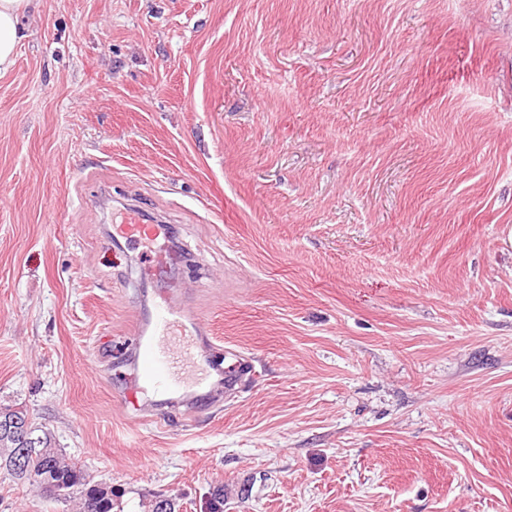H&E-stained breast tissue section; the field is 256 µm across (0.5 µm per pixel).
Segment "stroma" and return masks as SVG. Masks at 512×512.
I'll return each instance as SVG.
<instances>
[{"instance_id": "obj_1", "label": "stroma", "mask_w": 512, "mask_h": 512, "mask_svg": "<svg viewBox=\"0 0 512 512\" xmlns=\"http://www.w3.org/2000/svg\"><path fill=\"white\" fill-rule=\"evenodd\" d=\"M165 296L212 395L132 405ZM0 406L112 512H512V0H40L0 77ZM74 508L0 469V512ZM145 221V216L139 209L128 208L123 216L122 224L119 226V231L130 238L155 240L163 228L160 224L153 226L142 225ZM136 234H139V237H135Z\"/></svg>"}]
</instances>
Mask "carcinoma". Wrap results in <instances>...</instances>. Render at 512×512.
<instances>
[{
    "mask_svg": "<svg viewBox=\"0 0 512 512\" xmlns=\"http://www.w3.org/2000/svg\"><path fill=\"white\" fill-rule=\"evenodd\" d=\"M20 422L27 424V450L25 467L16 466L15 459L21 451L15 439L0 433V469L6 470L19 480H30L29 474L34 473L46 483L71 484L83 487L79 492L82 512H112V488L102 484L87 481V475L82 466L73 461H67L59 450L52 446L47 432L39 431V427L29 421L21 411L13 413Z\"/></svg>",
    "mask_w": 512,
    "mask_h": 512,
    "instance_id": "obj_1",
    "label": "carcinoma"
}]
</instances>
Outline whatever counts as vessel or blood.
I'll use <instances>...</instances> for the list:
<instances>
[{
    "mask_svg": "<svg viewBox=\"0 0 512 512\" xmlns=\"http://www.w3.org/2000/svg\"><path fill=\"white\" fill-rule=\"evenodd\" d=\"M119 230L131 238L152 240L160 235L162 228L157 224L146 225L142 212L131 208L125 213ZM204 342V330L196 325L193 312L165 300L159 302L150 336L139 340L136 347L135 385L163 396L190 385L203 388L202 379L192 380L176 371L175 359L194 357Z\"/></svg>",
    "mask_w": 512,
    "mask_h": 512,
    "instance_id": "vessel-or-blood-1",
    "label": "vessel or blood"
}]
</instances>
